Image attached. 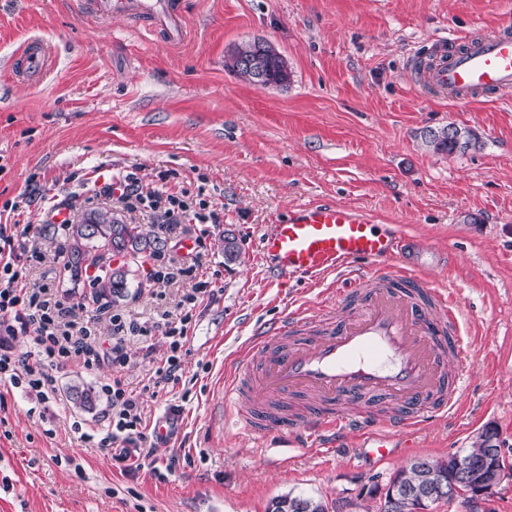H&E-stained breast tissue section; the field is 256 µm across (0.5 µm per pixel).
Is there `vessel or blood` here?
<instances>
[{"label":"vessel or blood","instance_id":"vessel-or-blood-1","mask_svg":"<svg viewBox=\"0 0 512 512\" xmlns=\"http://www.w3.org/2000/svg\"><path fill=\"white\" fill-rule=\"evenodd\" d=\"M79 13L140 21L169 45L186 35L180 0H76ZM51 65L42 41L28 42L17 64L36 79ZM422 94L467 105L512 91V26L463 41L434 40L411 62ZM412 239L338 203H311L270 225L259 258L281 283L334 273L344 285L301 304L270 331L252 336L224 388L226 417L257 437L281 428L327 453L355 435L369 456L391 457L395 440L413 447L421 425L447 416L472 368L448 289L404 263ZM390 404L373 410L371 400Z\"/></svg>","mask_w":512,"mask_h":512}]
</instances>
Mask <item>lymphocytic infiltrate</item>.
<instances>
[{
    "label": "lymphocytic infiltrate",
    "instance_id": "lymphocytic-infiltrate-1",
    "mask_svg": "<svg viewBox=\"0 0 512 512\" xmlns=\"http://www.w3.org/2000/svg\"><path fill=\"white\" fill-rule=\"evenodd\" d=\"M116 202L126 212L148 215L160 232L170 234L181 224H219L223 210L213 208L202 196L174 194L153 184L142 183L133 175L116 177L111 185ZM36 237L28 224L0 225V384H7L35 395L42 404L57 398L54 369L72 360L82 361L90 369L110 362L112 373L103 379L100 390L108 404L110 429L101 445L111 448L113 460L130 473L155 467V444L149 443L143 395L125 379L128 362L124 346L128 341L145 342L163 337L167 356L152 366L149 385L175 382L182 370V350L188 339L197 307L216 294L211 281L201 278V255L183 264L175 258H162L150 269L154 281L192 277L174 310L164 311L159 319L139 321L117 313L110 320L111 341H104L95 321L77 315L75 306L57 298L51 285L31 287L27 282L26 262L35 248ZM32 336L37 353L34 360L15 355L16 336Z\"/></svg>",
    "mask_w": 512,
    "mask_h": 512
}]
</instances>
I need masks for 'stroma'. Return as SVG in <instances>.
<instances>
[{
  "label": "stroma",
  "mask_w": 512,
  "mask_h": 512,
  "mask_svg": "<svg viewBox=\"0 0 512 512\" xmlns=\"http://www.w3.org/2000/svg\"><path fill=\"white\" fill-rule=\"evenodd\" d=\"M188 35L178 46L139 32L129 19L79 16L72 0H0V220L38 232L34 270L58 271L55 287L82 302L87 285L63 271V232L47 234L48 202L69 200L71 218L111 205L83 185L113 175L165 181L170 192L204 190L224 212L203 239L207 278L218 293L195 314L183 349L184 373L147 397L150 418L178 409L179 427L159 445L175 458L165 479L127 475L81 424L101 420L104 364L71 361L55 372L58 400L43 406L19 389L0 393V512H266L293 492L328 512H371L364 486L386 484L410 461L471 448L487 425L507 442L509 471L496 496L434 512H512V94L470 106L428 99L406 81L410 56L440 37L512 23V0H183ZM57 53L44 77L12 73L31 39ZM264 40L292 72L285 87L261 88L224 68L235 45ZM476 129L477 151L436 154L424 130ZM32 203L12 210L21 193ZM313 202H337L394 224L427 248L425 271L450 288L463 311L473 370L457 411L418 431L411 452L375 462L348 445L318 455L286 435L257 440L224 418L225 370L253 332L295 303H316L337 277L282 285L257 259L269 225ZM235 238L236 259L224 257ZM138 292L90 307L101 328L116 313L155 316L176 302L187 280L135 275ZM131 387L164 359L163 339L128 343ZM97 392L76 406L70 388Z\"/></svg>",
  "instance_id": "35a3bbf8"
}]
</instances>
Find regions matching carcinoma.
<instances>
[{"mask_svg": "<svg viewBox=\"0 0 512 512\" xmlns=\"http://www.w3.org/2000/svg\"><path fill=\"white\" fill-rule=\"evenodd\" d=\"M263 51L265 57L266 77L269 82L276 85H288L283 74L288 71L280 54L272 45L265 41L245 42L236 46L229 58L224 62V68L238 79L256 84L252 72L238 64L241 59ZM461 139L455 140L448 136H438L428 129L423 132L424 145L437 154H454L469 150H479L484 141L480 133L472 128L461 129ZM64 233L68 242L64 253V268L70 278L79 281L89 268L97 270L96 277L90 282L92 295L97 303L107 305L117 304L129 296L128 277L132 274L131 267L139 264L146 255L155 256L162 252L161 238L139 224H130L124 217L110 208H100L85 213L73 223L64 225ZM121 259V265L115 269L112 261ZM486 448L482 438H477L474 445L456 455V460L448 464L443 472L446 485L460 481L457 472V462L468 463L465 485L463 489L474 488L480 484L486 471ZM423 472L410 464L398 470L390 478L388 488H396L404 496L396 509L389 508V501H384L376 512H414L415 493L422 490L428 492L432 488H422ZM268 512H324L321 500L304 495L287 493L274 498Z\"/></svg>", "mask_w": 512, "mask_h": 512, "instance_id": "cac0c4a2", "label": "carcinoma"}]
</instances>
